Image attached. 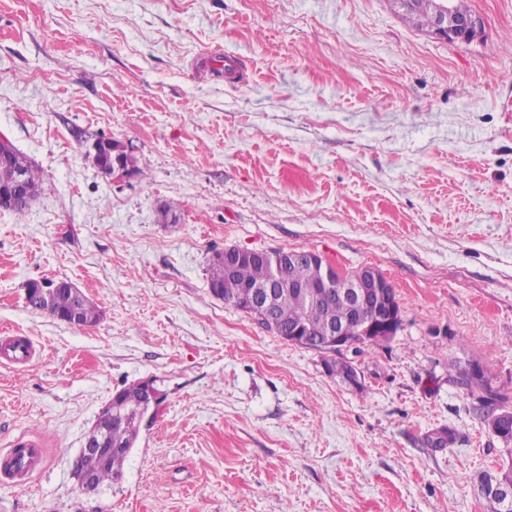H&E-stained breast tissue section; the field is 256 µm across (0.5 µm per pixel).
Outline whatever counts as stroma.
I'll list each match as a JSON object with an SVG mask.
<instances>
[{
    "label": "stroma",
    "mask_w": 512,
    "mask_h": 512,
    "mask_svg": "<svg viewBox=\"0 0 512 512\" xmlns=\"http://www.w3.org/2000/svg\"><path fill=\"white\" fill-rule=\"evenodd\" d=\"M468 5L483 34L453 44L392 0H0V133L42 175L24 217L0 210V332L38 350L0 364V451L46 457L0 512H490L478 479L512 464L487 417L512 410V0ZM102 136L141 175L100 173ZM227 246L381 271L402 326L348 351L362 390L211 294ZM46 278L102 320L32 311ZM142 380L153 425L85 493L86 432ZM92 159H93V162L94 164L103 172L105 173L106 175H109L112 179V181H115V182H120L124 179H128L132 174H133V171L134 173H141L139 167L137 166V162H136V159L131 155V159H130V163L133 167V171H132V168L130 166H127L125 167L124 165L122 164H117L116 166H114L113 168L111 167H103L102 164H101V159H100V148L97 144V142H95L93 144V156H92Z\"/></svg>",
    "instance_id": "obj_1"
}]
</instances>
